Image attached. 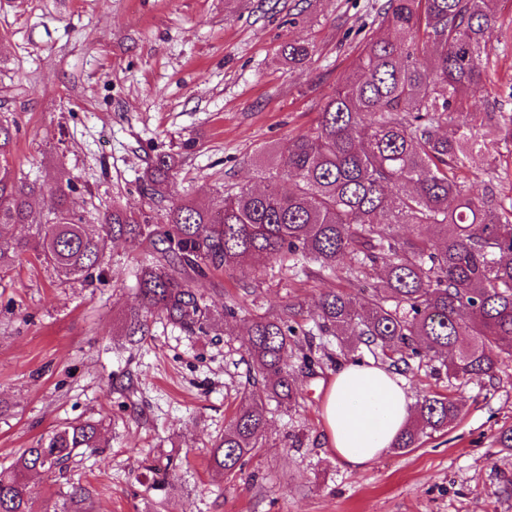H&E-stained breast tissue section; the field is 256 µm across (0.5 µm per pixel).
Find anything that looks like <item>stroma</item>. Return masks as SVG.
I'll return each instance as SVG.
<instances>
[{"label": "stroma", "mask_w": 512, "mask_h": 512, "mask_svg": "<svg viewBox=\"0 0 512 512\" xmlns=\"http://www.w3.org/2000/svg\"><path fill=\"white\" fill-rule=\"evenodd\" d=\"M374 3L0 0V115L20 124L10 166L40 182L65 170L70 205L92 224L116 202L153 210L139 178L161 153L178 156L172 198L206 206L224 187L255 185L260 150L285 151L308 133L380 35ZM294 40L313 49L300 64L281 54ZM488 53L495 76L475 97L480 110L512 88V0ZM498 174L512 197V140L499 136L461 177L479 194ZM152 252L147 239L110 245L90 286L60 282L31 252L0 271V466L60 425L105 424L104 452L29 475L33 512H65L75 487L89 493L81 512H512V451L495 443L512 426L506 354L490 381L454 380L431 363L404 373L412 401L449 395L458 418L351 471L323 427L339 343L317 336L314 367L290 360L300 406L272 409L241 474L216 473L210 449L241 401L250 321L292 305L299 333L314 332L320 295L349 291L348 274L213 268L194 282L212 315L206 332L157 318L131 340L121 322L139 303L137 275ZM154 467L168 470L165 489H153Z\"/></svg>", "instance_id": "obj_1"}]
</instances>
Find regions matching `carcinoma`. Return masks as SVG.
<instances>
[{
  "instance_id": "1",
  "label": "carcinoma",
  "mask_w": 512,
  "mask_h": 512,
  "mask_svg": "<svg viewBox=\"0 0 512 512\" xmlns=\"http://www.w3.org/2000/svg\"><path fill=\"white\" fill-rule=\"evenodd\" d=\"M502 0H383L377 9L388 35L371 39L316 126L292 138L276 172L260 190L227 187L211 207L167 199L174 155L162 153L141 176L142 193L169 200L166 223L118 204L100 224L84 223L68 205L71 180L45 185L19 178L8 156L17 123L0 121V228L31 224L34 235L0 238V270L36 251L41 263L67 280L91 282L104 274L110 243L151 240L154 261L137 277L140 304L124 315L125 335L144 336L157 315L194 334L207 326L195 277L207 268L259 269L302 257L325 272L348 265L384 275L360 289L365 303L329 291L318 302V335L340 340L343 356L374 347L406 372L413 363H441L455 380L495 376L501 354L512 353V202L493 183L470 193L459 172L488 149L495 129L512 138V112H483L471 100L488 79L484 62ZM288 61L310 55L308 46H283ZM291 182L288 192L278 179ZM54 199L53 216L36 221L34 204ZM398 224L411 232L400 236ZM293 308L251 321L247 353L251 386L224 435L210 450L212 468L241 470L261 447L267 402L292 409L299 390L289 369L297 335ZM458 415L449 397L428 393L416 404L415 424L395 443L414 447L423 430L440 431ZM101 447L99 424L60 426L23 449L0 471V512H30L31 472L61 471L79 449Z\"/></svg>"
}]
</instances>
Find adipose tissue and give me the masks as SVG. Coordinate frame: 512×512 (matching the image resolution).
<instances>
[{
  "label": "adipose tissue",
  "instance_id": "1",
  "mask_svg": "<svg viewBox=\"0 0 512 512\" xmlns=\"http://www.w3.org/2000/svg\"><path fill=\"white\" fill-rule=\"evenodd\" d=\"M410 416L411 400L396 374L368 361L343 362L324 400L327 446L346 468H364L393 446Z\"/></svg>",
  "mask_w": 512,
  "mask_h": 512
}]
</instances>
